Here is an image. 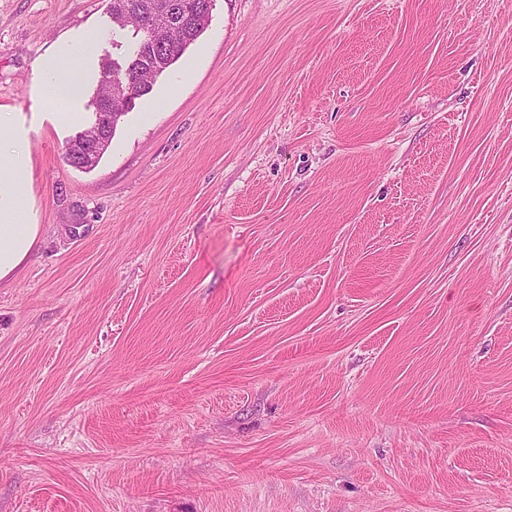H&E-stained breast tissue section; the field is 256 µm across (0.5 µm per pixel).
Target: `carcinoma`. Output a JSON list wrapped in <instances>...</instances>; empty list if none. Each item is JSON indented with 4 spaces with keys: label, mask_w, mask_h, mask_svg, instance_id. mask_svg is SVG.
I'll return each instance as SVG.
<instances>
[{
    "label": "carcinoma",
    "mask_w": 512,
    "mask_h": 512,
    "mask_svg": "<svg viewBox=\"0 0 512 512\" xmlns=\"http://www.w3.org/2000/svg\"><path fill=\"white\" fill-rule=\"evenodd\" d=\"M208 0H111L112 23L140 29L131 56L106 62L95 91L99 97L111 84L124 87L112 98V111L128 113L148 94L156 78L174 64L203 33L211 14Z\"/></svg>",
    "instance_id": "carcinoma-1"
}]
</instances>
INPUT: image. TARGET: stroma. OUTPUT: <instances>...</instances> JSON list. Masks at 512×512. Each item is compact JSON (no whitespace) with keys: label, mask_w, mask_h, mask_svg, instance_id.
Returning a JSON list of instances; mask_svg holds the SVG:
<instances>
[{"label":"stroma","mask_w":512,"mask_h":512,"mask_svg":"<svg viewBox=\"0 0 512 512\" xmlns=\"http://www.w3.org/2000/svg\"><path fill=\"white\" fill-rule=\"evenodd\" d=\"M108 6L0 0V512H512V0H215L79 170ZM74 52L66 51L41 58L38 69L44 75V94L57 110L69 114L82 92V83L67 64ZM119 121L115 125L112 126V130L109 133V140H108L109 144H108L107 139L104 137H101V136L95 141H90V142L82 141L81 147L78 150V155L80 156V159H79V161H77L76 165H73L74 168L81 169V170H83V169L87 170V169L91 168L95 162L96 157L105 149L100 154L99 158L97 159L96 164L99 162V160L102 158L104 153L107 151V149L111 143V140L115 134V131H116ZM0 169V280L10 274L28 255L37 234L36 224H26L25 210L13 205L7 208L1 205V195L15 196L20 187L17 182H5Z\"/></svg>","instance_id":"1"}]
</instances>
